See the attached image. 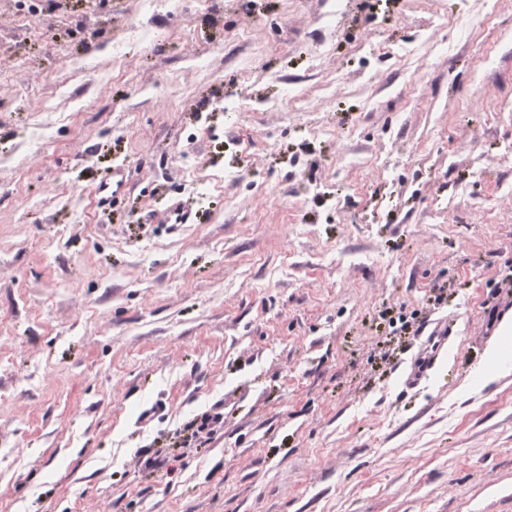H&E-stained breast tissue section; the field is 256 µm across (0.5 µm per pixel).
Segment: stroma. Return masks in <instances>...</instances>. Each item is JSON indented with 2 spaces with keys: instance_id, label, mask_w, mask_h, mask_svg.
<instances>
[{
  "instance_id": "35a3bbf8",
  "label": "stroma",
  "mask_w": 512,
  "mask_h": 512,
  "mask_svg": "<svg viewBox=\"0 0 512 512\" xmlns=\"http://www.w3.org/2000/svg\"><path fill=\"white\" fill-rule=\"evenodd\" d=\"M507 319L512 0H0V512H512ZM451 333L446 322H428L423 325L418 336L421 339L420 349L404 370L408 384L419 383L435 366L448 347V341L452 337Z\"/></svg>"
}]
</instances>
